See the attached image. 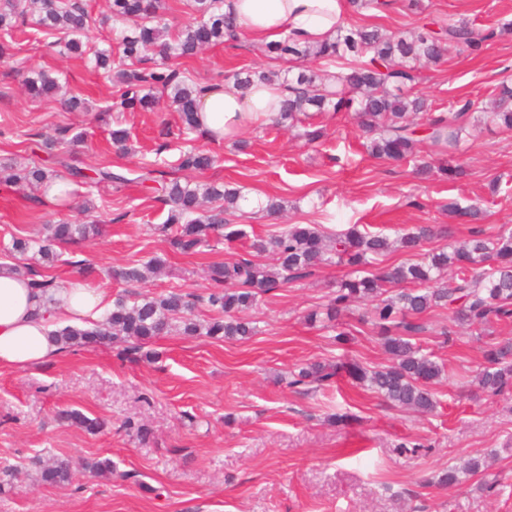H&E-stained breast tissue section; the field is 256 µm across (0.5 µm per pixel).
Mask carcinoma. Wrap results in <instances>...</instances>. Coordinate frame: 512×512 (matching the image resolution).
Wrapping results in <instances>:
<instances>
[{"label": "carcinoma", "instance_id": "carcinoma-1", "mask_svg": "<svg viewBox=\"0 0 512 512\" xmlns=\"http://www.w3.org/2000/svg\"><path fill=\"white\" fill-rule=\"evenodd\" d=\"M199 20L187 25L178 35L169 32L162 10L164 0H112V17L127 23L118 38L117 52L103 50L95 55L94 66L104 71L117 55L115 83L121 93L113 102L118 110L153 108L152 90H160L179 113L182 131H198L197 101L205 87L189 84L177 69L179 61L192 57L208 46L234 38V22L222 11L223 0H193ZM31 15L47 29L59 31L69 39L65 49L77 53L81 37L89 28L90 17L78 0H0V31L11 32L16 20ZM491 33L469 20L430 21L417 33L391 34L377 26L342 27L332 41L317 47L291 44L288 40L269 46L268 52L281 59L291 57L296 71L246 69L233 74L241 87L254 78L279 81L293 90L275 117V123L293 128L303 125L301 137L309 144L323 137V128L303 119L314 115L354 111L362 130L370 136L369 154L381 160L405 161L418 154L420 141L427 140L443 152L457 149L468 123L467 110L438 114L429 111L426 99L411 96L403 88L414 83L424 66L442 62L453 46L470 52L481 50ZM349 59L330 74H321L305 66L311 60L334 62ZM27 93L34 98L52 97L59 90L58 79L41 71L25 81ZM426 113L425 122L416 124L410 114ZM492 121L503 131H512V88L502 87L496 100ZM215 157L205 151L186 154L182 166L205 170ZM74 178L122 183L127 178L107 168L87 174L59 158ZM438 172L453 179L463 170L448 165L434 168L426 160L418 173L426 178ZM14 183H43L46 173L33 167L24 173H12ZM137 179L146 188L161 194L169 206L162 229L170 232L169 243L184 255L196 254L213 238L228 242L245 237L241 229H229L231 211L241 209L245 200L241 190L217 183H199L173 179L169 182L141 172ZM39 240L16 239L4 251L25 252L37 245V252L47 265L57 258L56 248L75 244L98 234L95 224H47ZM438 235V229L420 225L396 231L390 237L382 231L361 230L354 224L346 231L328 237L319 226L286 224L269 237H254L248 251L230 261L208 266L210 287L207 295L196 296L181 291L150 296H121L112 304L103 320L90 327L66 326L56 338L66 348L99 346L115 338L130 342L125 351L137 355L154 337L174 329L188 336L248 339L257 334L256 322L242 316L257 298L282 285L304 279L328 263H344L353 268L341 280L327 304L326 319L334 332L336 344L346 341L347 332L339 321L351 302L363 300L371 308L361 321L377 328L382 345L392 363L380 369H368L359 363L349 366L353 383L366 387L393 407L421 413L435 411L438 400L432 384L445 372L432 352L424 348L419 334L424 331L421 317L432 309H442L448 316V329L441 332L443 342L456 340L453 327H466L476 340L494 333L495 327L512 322V230L486 235L473 229L470 237L454 240L424 254L411 264L385 265L384 258L400 245L411 251ZM163 264L159 257L141 265L121 269L117 276L132 285L143 283L148 274ZM17 273L33 277V287L48 294L55 281L27 266L6 265ZM205 302L214 312L199 322L194 315L197 304ZM484 365L476 374L478 389L493 398L512 393V340L484 342ZM337 365L315 362L291 373L288 385L298 387L320 384L336 375ZM59 419L90 433L105 427V422L91 419L78 410H62ZM41 481L47 485L70 482L72 461L60 459L44 463L33 459ZM480 463L472 461L462 471L449 469L437 484L452 488L459 484V473L475 474Z\"/></svg>", "mask_w": 512, "mask_h": 512}]
</instances>
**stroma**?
<instances>
[{"instance_id": "35a3bbf8", "label": "stroma", "mask_w": 512, "mask_h": 512, "mask_svg": "<svg viewBox=\"0 0 512 512\" xmlns=\"http://www.w3.org/2000/svg\"><path fill=\"white\" fill-rule=\"evenodd\" d=\"M83 3L91 18L85 50L110 48L121 25L108 0ZM432 18H465L493 29L494 36L477 54L449 48L444 62L421 69L416 91L435 112L466 101L474 105L473 116L491 111L499 86H512V0H420L416 8L396 0L384 12L348 11L346 22L399 33ZM63 39L28 19L10 41L11 57L0 60V164L47 168L55 153L85 170L110 168L127 181H77L72 205L63 209L40 204L28 188L0 184L1 263L12 261L5 244L39 237L43 225L96 224L99 235L61 248L50 269L59 282L80 278L109 305L129 292L113 278L114 269L159 257L164 272L142 284L140 293L178 288L205 294L208 265L231 260L244 242L192 256L174 252L160 230L167 206L135 180L143 166L171 179L218 181L250 198L283 201L286 209L277 217H239L251 235H270L283 224H319L331 233L356 224L387 234L435 224L453 238L468 237L470 225L445 209L451 201L479 204L485 233L512 228V133L493 124L465 136L454 159L464 173L447 181L417 176L411 161L370 157L349 112L324 118L325 135L315 148L305 145L298 129L268 124L245 132L247 146L240 150L197 133L186 142L176 137L180 121L167 103L153 112L112 111L115 83L86 59L63 54ZM270 66L283 69L287 63L269 59L257 45L225 43L187 60L183 71L204 86L223 83L243 68ZM41 69L58 78L65 95L84 99L89 111H65L56 98H29L23 80ZM115 121L129 130L132 154L114 152L109 130ZM63 127L87 130L88 136L72 150L55 145ZM188 144L216 155L215 166L202 173L181 168ZM86 202L92 213L80 212ZM348 272L338 264L324 266L260 297L251 311L259 332L247 340L174 332L145 345L137 361L123 358L118 342L74 347L54 362L1 370L0 467L17 475L0 484V512H512V398L491 399L478 390L474 376L482 344L465 331L454 345L443 344L444 311L424 315L421 335L446 368L434 413L389 408L347 379L313 396L288 389L289 371L312 362L386 363L378 336L359 320L366 303L344 316L349 338L341 348L321 322L307 319L323 311ZM67 408L105 419L107 426L91 434L60 424L56 415ZM337 413L349 415V422L336 424ZM129 421L147 424L149 437L129 433ZM405 442L417 444V452L402 450ZM37 454L108 458L112 475L98 478L79 469L71 483L45 485L29 465ZM472 457L489 461L498 492L480 490L469 476L450 489L427 485V478Z\"/></svg>"}]
</instances>
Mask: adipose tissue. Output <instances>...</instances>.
Here are the masks:
<instances>
[{
    "label": "adipose tissue",
    "instance_id": "ef3b65f1",
    "mask_svg": "<svg viewBox=\"0 0 512 512\" xmlns=\"http://www.w3.org/2000/svg\"><path fill=\"white\" fill-rule=\"evenodd\" d=\"M222 9L236 22L238 37L257 44L281 39L315 46L333 39L345 23L347 0H224ZM285 85L255 81L248 90L234 82L208 87L199 98L197 124L205 137L221 143L263 125L280 111ZM105 309L100 293L82 281L46 296L16 272L0 269V369H23L60 357L55 323L83 326Z\"/></svg>",
    "mask_w": 512,
    "mask_h": 512
}]
</instances>
